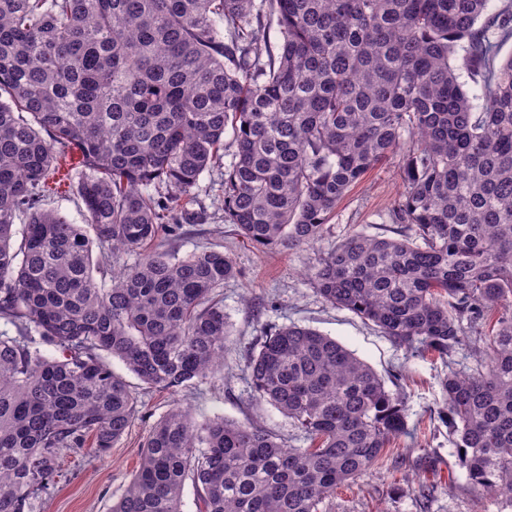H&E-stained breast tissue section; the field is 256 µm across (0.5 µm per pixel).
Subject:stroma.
<instances>
[{
    "mask_svg": "<svg viewBox=\"0 0 512 512\" xmlns=\"http://www.w3.org/2000/svg\"><path fill=\"white\" fill-rule=\"evenodd\" d=\"M400 160V155L391 156L353 187L319 241L288 251L262 250L240 237L224 221L220 170L204 173L196 191L197 220L183 222L178 236L169 238L167 245L182 255L202 247L224 251L238 270L223 288L230 323L223 379L168 394L127 376L139 400V414L128 433L107 454L85 448L66 455L55 484L32 499V512H111L139 466L149 432L177 403L191 407L200 418L219 414L238 421L250 419L293 440L287 418L271 405L252 401L244 373L257 339L271 327L288 324L330 336L383 378H396L412 431L397 440L380 469L337 491L324 512H512L511 502L482 495L472 487L449 428L437 416L443 376L448 369L472 364V349L465 347L446 357L407 351L373 324L326 304L311 284L310 269L319 254L350 234H380L388 229L389 210L402 190L397 175Z\"/></svg>",
    "mask_w": 512,
    "mask_h": 512,
    "instance_id": "1",
    "label": "stroma"
}]
</instances>
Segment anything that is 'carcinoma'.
Returning a JSON list of instances; mask_svg holds the SVG:
<instances>
[{"instance_id": "obj_1", "label": "carcinoma", "mask_w": 512, "mask_h": 512, "mask_svg": "<svg viewBox=\"0 0 512 512\" xmlns=\"http://www.w3.org/2000/svg\"><path fill=\"white\" fill-rule=\"evenodd\" d=\"M489 2L0 0V320L15 328L0 332V512H31L62 452L104 454L130 428L137 398L110 358L169 392L223 368L236 266L160 239L203 173L224 167L239 235L291 250L399 151L395 236L347 237L311 281L410 351L474 347L476 368L443 378L438 417L473 488L512 499V11ZM67 153L91 237L39 208ZM257 347L252 396L306 446L175 406L112 512H181L188 483L198 512H320L409 434L401 400L335 339L290 324Z\"/></svg>"}]
</instances>
